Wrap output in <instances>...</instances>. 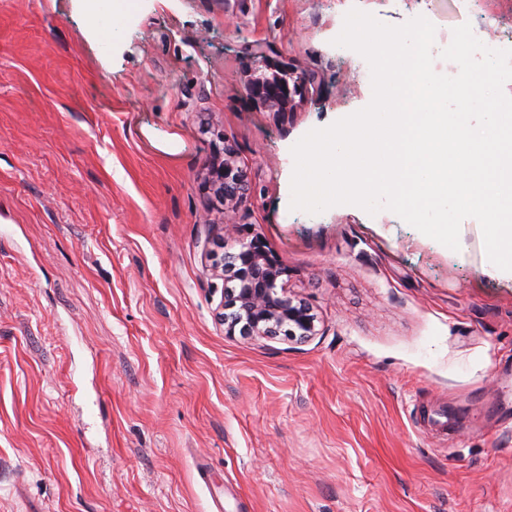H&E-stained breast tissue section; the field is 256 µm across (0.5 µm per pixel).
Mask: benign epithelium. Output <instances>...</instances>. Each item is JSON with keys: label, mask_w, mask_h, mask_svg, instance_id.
Returning <instances> with one entry per match:
<instances>
[{"label": "benign epithelium", "mask_w": 512, "mask_h": 512, "mask_svg": "<svg viewBox=\"0 0 512 512\" xmlns=\"http://www.w3.org/2000/svg\"><path fill=\"white\" fill-rule=\"evenodd\" d=\"M315 80L311 74L293 76L292 64L283 63L271 78L264 74L253 77L248 86L249 96L264 107L285 112L293 98L308 92ZM217 175L224 201L235 209L240 207L245 202L244 175L235 165L232 151H224V166ZM238 245L236 252L219 261L208 253L213 274L232 283L224 287L221 303L225 335H283L299 342L316 335L317 317L312 306L278 290V281L288 275V270L266 242L255 236L238 240Z\"/></svg>", "instance_id": "1"}]
</instances>
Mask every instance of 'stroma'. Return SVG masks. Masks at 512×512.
Listing matches in <instances>:
<instances>
[{"label": "stroma", "mask_w": 512, "mask_h": 512, "mask_svg": "<svg viewBox=\"0 0 512 512\" xmlns=\"http://www.w3.org/2000/svg\"><path fill=\"white\" fill-rule=\"evenodd\" d=\"M435 50L512 0H0V512H512V281L393 212L290 209L291 149L366 107L352 8ZM315 75L253 102L250 48ZM249 191L216 193L225 149ZM262 237L313 305L227 336L206 252ZM97 30L103 32L106 39L112 37V31L117 26L119 10L127 8L124 0H93Z\"/></svg>", "instance_id": "stroma-1"}]
</instances>
